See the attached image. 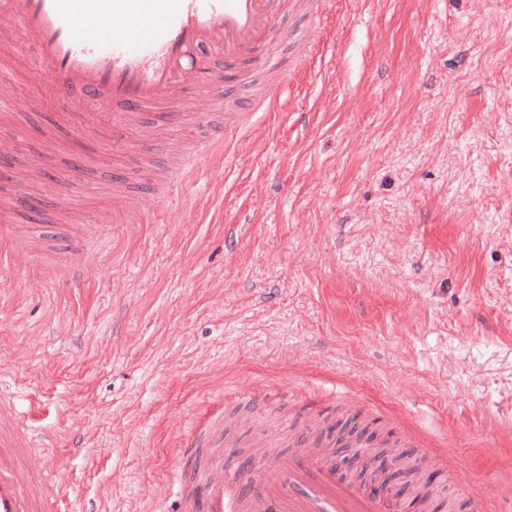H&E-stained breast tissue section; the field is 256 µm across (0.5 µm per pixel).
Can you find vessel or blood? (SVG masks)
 <instances>
[{
	"mask_svg": "<svg viewBox=\"0 0 512 512\" xmlns=\"http://www.w3.org/2000/svg\"><path fill=\"white\" fill-rule=\"evenodd\" d=\"M287 0H0V25L38 37L36 72L47 74L59 107L75 99L93 103L80 114V129L124 148L128 131L143 113L156 111L149 136L166 151L169 127L185 91L205 84L197 110L214 112L234 86L223 70L250 63L272 70L270 94L288 80L287 69L256 53L260 41L280 35L278 18ZM96 39H87V31ZM79 172L46 179L37 161L18 167L8 179V211H0V263L16 261L29 244L12 227L28 216L19 198L33 188L50 192ZM65 279L86 282L94 269L74 252L56 255ZM0 512H60L63 481L49 468L27 415L18 411L6 375H0ZM221 414L204 416L187 436L176 468L190 476L184 512H395L396 503L378 486L344 482L322 454L308 451L281 461L267 458L263 469H224Z\"/></svg>",
	"mask_w": 512,
	"mask_h": 512,
	"instance_id": "vessel-or-blood-1",
	"label": "vessel or blood"
}]
</instances>
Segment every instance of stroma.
Segmentation results:
<instances>
[{"label": "stroma", "instance_id": "stroma-1", "mask_svg": "<svg viewBox=\"0 0 512 512\" xmlns=\"http://www.w3.org/2000/svg\"><path fill=\"white\" fill-rule=\"evenodd\" d=\"M281 27L283 60L316 37L274 106L241 109L261 74L205 119L187 95L169 153L133 134V189L147 164L169 185L79 249L97 278L0 266L16 405L54 440L68 512H182L179 445L218 406L242 421L237 448L279 457L288 430L360 411L446 454L456 512L481 493L512 512V0H327ZM35 41L0 27L18 53L0 104L12 161L80 165L42 211L110 215L122 161L62 120ZM33 90L40 109L19 111ZM219 125L223 156L179 174Z\"/></svg>", "mask_w": 512, "mask_h": 512}]
</instances>
